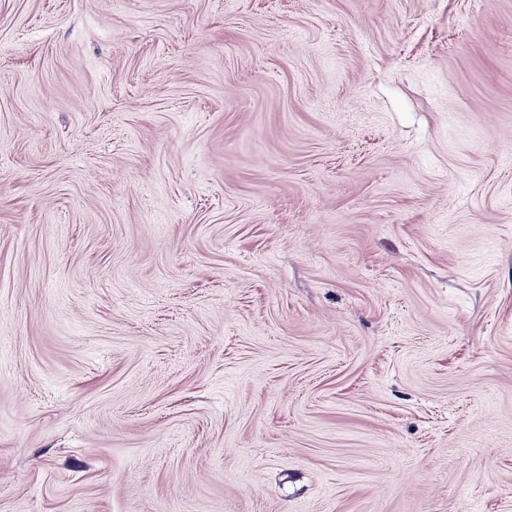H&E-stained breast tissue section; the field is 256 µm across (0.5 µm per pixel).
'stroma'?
<instances>
[{
  "mask_svg": "<svg viewBox=\"0 0 512 512\" xmlns=\"http://www.w3.org/2000/svg\"><path fill=\"white\" fill-rule=\"evenodd\" d=\"M0 512H512V0H0Z\"/></svg>",
  "mask_w": 512,
  "mask_h": 512,
  "instance_id": "obj_1",
  "label": "stroma"
}]
</instances>
